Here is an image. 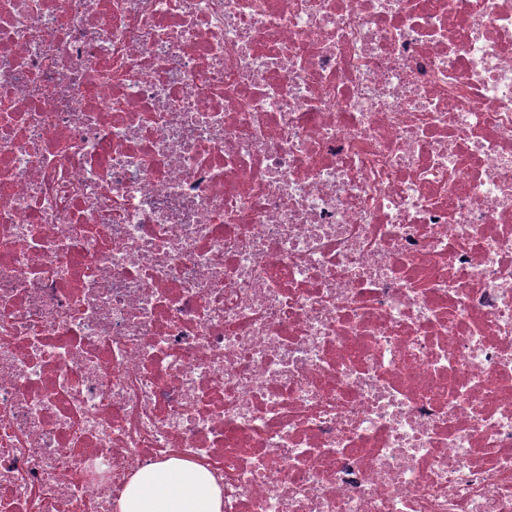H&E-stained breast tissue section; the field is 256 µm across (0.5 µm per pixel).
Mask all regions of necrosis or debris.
<instances>
[{
	"label": "necrosis or debris",
	"mask_w": 512,
	"mask_h": 512,
	"mask_svg": "<svg viewBox=\"0 0 512 512\" xmlns=\"http://www.w3.org/2000/svg\"><path fill=\"white\" fill-rule=\"evenodd\" d=\"M0 512H512V0H0ZM224 486L191 461L171 458L138 471L118 512H222Z\"/></svg>",
	"instance_id": "necrosis-or-debris-1"
}]
</instances>
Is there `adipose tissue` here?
I'll return each instance as SVG.
<instances>
[{
    "label": "adipose tissue",
    "mask_w": 512,
    "mask_h": 512,
    "mask_svg": "<svg viewBox=\"0 0 512 512\" xmlns=\"http://www.w3.org/2000/svg\"><path fill=\"white\" fill-rule=\"evenodd\" d=\"M224 487L202 467L172 458L138 471L118 512H222Z\"/></svg>",
    "instance_id": "1"
}]
</instances>
